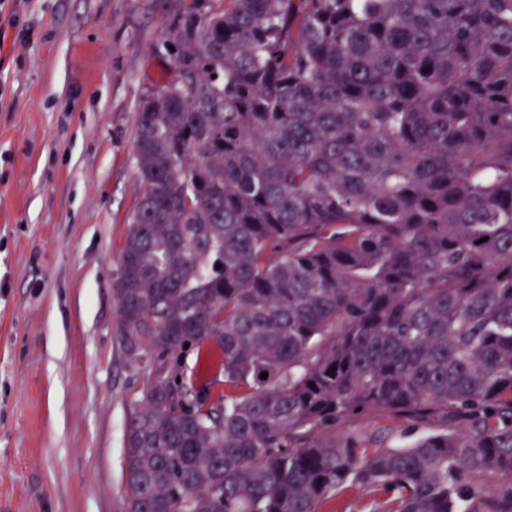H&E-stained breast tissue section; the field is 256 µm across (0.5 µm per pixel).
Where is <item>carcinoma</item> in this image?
<instances>
[{"label": "carcinoma", "mask_w": 512, "mask_h": 512, "mask_svg": "<svg viewBox=\"0 0 512 512\" xmlns=\"http://www.w3.org/2000/svg\"><path fill=\"white\" fill-rule=\"evenodd\" d=\"M149 8L125 512H512V0ZM365 432L381 433L387 436V444L393 447H406L417 438L433 432L437 425L434 423L420 424L417 427L400 419L389 416L375 417L362 424ZM383 495L381 493L363 494L357 488L348 487L342 491L337 499L327 503L321 512H369L364 506L369 504L371 499L381 501Z\"/></svg>", "instance_id": "obj_1"}]
</instances>
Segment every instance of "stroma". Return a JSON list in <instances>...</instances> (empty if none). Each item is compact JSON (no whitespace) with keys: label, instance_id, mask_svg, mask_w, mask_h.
<instances>
[{"label":"stroma","instance_id":"obj_1","mask_svg":"<svg viewBox=\"0 0 512 512\" xmlns=\"http://www.w3.org/2000/svg\"><path fill=\"white\" fill-rule=\"evenodd\" d=\"M161 30L147 0H0V512L124 508L146 376L122 352L112 288ZM363 428L406 447L435 426Z\"/></svg>","mask_w":512,"mask_h":512}]
</instances>
